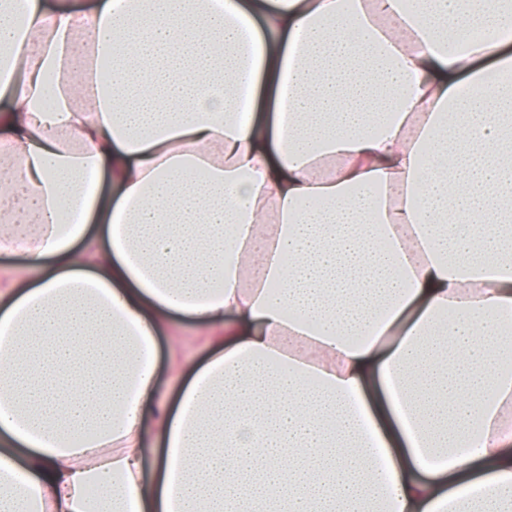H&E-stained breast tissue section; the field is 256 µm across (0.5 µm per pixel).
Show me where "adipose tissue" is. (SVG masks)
I'll list each match as a JSON object with an SVG mask.
<instances>
[{
  "instance_id": "adipose-tissue-1",
  "label": "adipose tissue",
  "mask_w": 512,
  "mask_h": 512,
  "mask_svg": "<svg viewBox=\"0 0 512 512\" xmlns=\"http://www.w3.org/2000/svg\"><path fill=\"white\" fill-rule=\"evenodd\" d=\"M0 96V512H512V0H0Z\"/></svg>"
}]
</instances>
